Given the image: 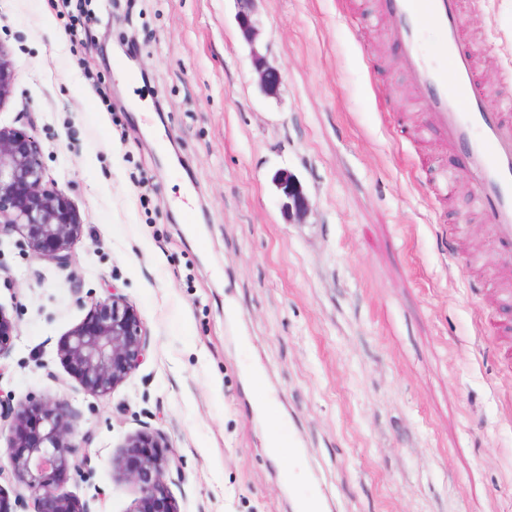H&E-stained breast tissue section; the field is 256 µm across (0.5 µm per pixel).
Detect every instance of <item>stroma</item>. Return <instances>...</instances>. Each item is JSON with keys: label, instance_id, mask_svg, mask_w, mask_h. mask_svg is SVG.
Instances as JSON below:
<instances>
[{"label": "stroma", "instance_id": "obj_1", "mask_svg": "<svg viewBox=\"0 0 512 512\" xmlns=\"http://www.w3.org/2000/svg\"><path fill=\"white\" fill-rule=\"evenodd\" d=\"M375 0H0L12 89L0 125L34 118L48 175L82 230L71 267L0 239V448L30 398L86 438L91 512L140 492L112 467L128 436L167 433L180 512H512V284L454 154L380 111L423 113ZM468 36L512 98V0H477ZM282 75L260 92L250 56ZM454 177L437 213L418 162ZM301 183L289 218L275 179ZM458 227L449 243L442 224ZM150 331L145 362L90 395L59 356L112 289ZM264 385H251L252 373ZM295 453L277 456L270 428ZM237 5L236 21L250 44L258 37L260 30L255 19V2L257 0H235Z\"/></svg>", "mask_w": 512, "mask_h": 512}]
</instances>
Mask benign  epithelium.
Wrapping results in <instances>:
<instances>
[{
  "label": "benign epithelium",
  "instance_id": "7a95c632",
  "mask_svg": "<svg viewBox=\"0 0 512 512\" xmlns=\"http://www.w3.org/2000/svg\"><path fill=\"white\" fill-rule=\"evenodd\" d=\"M235 2L238 26L252 44L260 33L257 0ZM253 63L260 90L275 92L282 83L280 72L266 65L256 50ZM11 80L8 60L0 50V102L7 98ZM277 186L286 198L288 217H301L309 202L300 182L287 175ZM81 228L69 198L47 176L38 140L23 129L0 126V237H15L33 255L68 268ZM14 332V324L0 310V356L10 351ZM148 336L135 307L114 288L91 302L85 320L62 344L60 357L87 392L105 397L144 362ZM170 447L165 432L147 428L130 436L113 460L115 470L141 492L129 512H179L167 480L174 462ZM4 454L7 464L0 463V473L9 469L31 490L37 512H90L87 503L63 489L64 476L71 470L84 472L89 458L64 405L33 398L21 406Z\"/></svg>",
  "mask_w": 512,
  "mask_h": 512
}]
</instances>
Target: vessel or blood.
Instances as JSON below:
<instances>
[{"mask_svg": "<svg viewBox=\"0 0 512 512\" xmlns=\"http://www.w3.org/2000/svg\"><path fill=\"white\" fill-rule=\"evenodd\" d=\"M378 18L398 43L428 114L417 125L401 111L396 124L418 136L435 131L449 149L464 152L474 198L496 227L503 257H512V102L482 82L477 50L462 32L460 0H380ZM428 24L443 36L441 57L423 49Z\"/></svg>", "mask_w": 512, "mask_h": 512, "instance_id": "obj_1", "label": "vessel or blood"}]
</instances>
